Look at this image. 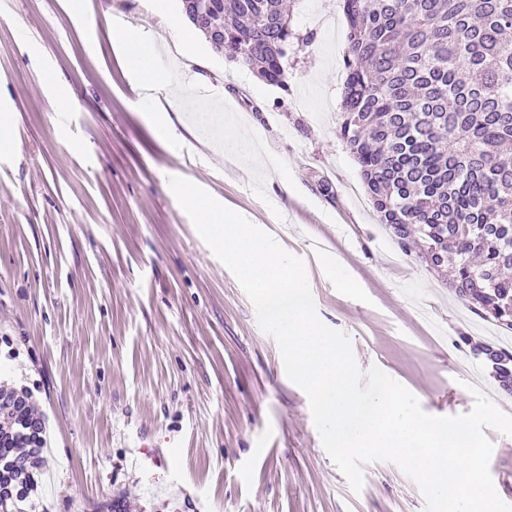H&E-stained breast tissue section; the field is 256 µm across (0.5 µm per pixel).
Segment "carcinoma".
Wrapping results in <instances>:
<instances>
[{
    "mask_svg": "<svg viewBox=\"0 0 512 512\" xmlns=\"http://www.w3.org/2000/svg\"><path fill=\"white\" fill-rule=\"evenodd\" d=\"M224 53L288 90L283 0H213ZM339 137L380 223L474 314L512 331V0H343ZM512 376V351L491 358ZM40 416L0 390V512H32Z\"/></svg>",
    "mask_w": 512,
    "mask_h": 512,
    "instance_id": "obj_1",
    "label": "carcinoma"
}]
</instances>
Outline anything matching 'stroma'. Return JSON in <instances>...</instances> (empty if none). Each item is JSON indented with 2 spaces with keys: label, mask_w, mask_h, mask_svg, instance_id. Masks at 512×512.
<instances>
[{
  "label": "stroma",
  "mask_w": 512,
  "mask_h": 512,
  "mask_svg": "<svg viewBox=\"0 0 512 512\" xmlns=\"http://www.w3.org/2000/svg\"><path fill=\"white\" fill-rule=\"evenodd\" d=\"M0 0V387L46 424L36 512H424L413 480L365 464L354 491L326 452L276 340L172 193L183 177L305 263L320 320L436 416L469 412L466 384L512 405L484 359L493 322L403 256L338 136L342 0H288L287 89L214 53L160 47L183 97L134 101L116 26L159 29L142 0ZM258 134L217 157L200 90ZM182 124L166 139L154 112ZM512 504V436L486 429Z\"/></svg>",
  "instance_id": "1"
}]
</instances>
